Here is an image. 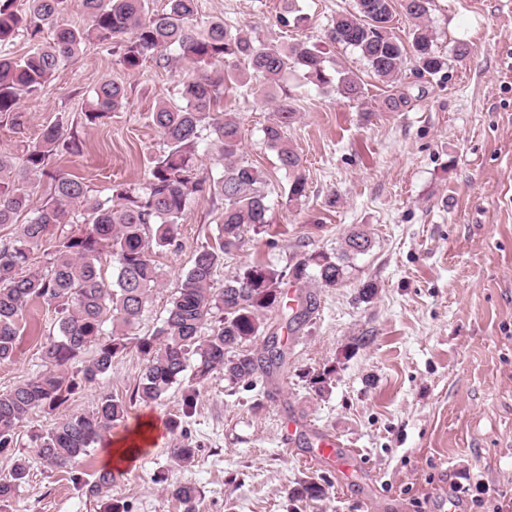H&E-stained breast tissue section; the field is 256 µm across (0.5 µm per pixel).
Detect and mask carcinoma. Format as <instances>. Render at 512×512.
<instances>
[{
    "mask_svg": "<svg viewBox=\"0 0 512 512\" xmlns=\"http://www.w3.org/2000/svg\"><path fill=\"white\" fill-rule=\"evenodd\" d=\"M430 0H355L354 10L332 19L326 31L331 43L358 50L371 72L393 87L385 99L391 111L411 103L405 86L399 84L406 63L413 71L435 75L445 59L434 49L431 36L420 25ZM89 24L76 27L65 16L71 0H28L24 12L16 0H0V120L16 129L27 123L21 111L24 100L38 94L51 80L62 61L95 41L107 50H118V64L128 72L140 68L149 54L169 61L163 51L175 46L181 59L201 66L196 74L180 80L178 100L159 106L150 121L163 141L161 154L141 193L121 184L111 187L102 200L92 193L84 178L49 174L52 159L61 152L82 150V141L66 136L57 124L46 128L40 139L14 153L0 150V225L15 224L18 232L0 243V361L15 356L29 307L37 303L55 313L56 335L42 345L43 369L0 393V452L14 447L15 435L36 409L54 410L76 390L91 385L112 369L126 350L127 336L136 328L153 291L163 282V272L152 259L156 248L177 242L178 224L187 201L209 193L224 200L222 224L214 243L198 250L180 281L161 325L150 337L138 339L144 367L131 398L146 404L160 403L175 384L186 383L185 399L192 401L197 387L221 374L232 381H250L259 372L270 373L286 363L285 344L267 336L260 356L247 344L261 334L264 318L274 311H289L286 331L293 333L308 321L318 305L317 292L299 289L297 307H288L286 276L301 284L313 278L320 288H334L350 277L353 260L366 254L371 239L360 230L350 231L335 256L315 253L304 257L285 273L264 263H255L231 276L224 288H213L224 255L238 247L251 226L268 223L264 172L239 157L240 125L230 113L218 115L215 106L227 86H247L244 63L250 76L274 83L289 69H302L306 79L318 86L335 85L345 98L363 95L359 78L345 71L330 74L322 52L303 41L281 46L256 42L243 36L235 25L210 21L198 25V0H168L165 10L150 7V0H79ZM415 21L409 42L393 32L396 7ZM31 45L29 52L14 58L10 46L17 37ZM128 104L124 84L107 80L97 86L83 122L104 124ZM297 112L288 95L278 99L276 120L264 129V138L276 152L279 168L291 182L288 199L305 196L302 158L286 139ZM210 130L219 147L224 171L218 178L195 176L196 148L201 132ZM51 175L50 194L34 208L33 189L41 176ZM24 212L28 219L20 223ZM83 215L86 224L77 231H64L72 215ZM56 240L41 270L30 268L33 249ZM115 259L112 277L101 271L102 255ZM111 330H105V325ZM208 334H203L204 328ZM93 356L84 359L88 349ZM195 365L189 366L190 359ZM191 377H186L187 369ZM336 369L325 368L309 383L321 393L332 383ZM127 415L125 400L101 397L91 410L35 432L31 441L47 472L74 470L89 449L103 443L112 428ZM196 448L188 437L170 449L173 462L188 464ZM28 476L26 462L17 460L10 477L0 479V504L11 501ZM112 486V472L103 471L88 487L98 497ZM184 506L195 512L199 490L191 482L166 488Z\"/></svg>",
    "mask_w": 512,
    "mask_h": 512,
    "instance_id": "obj_1",
    "label": "carcinoma"
}]
</instances>
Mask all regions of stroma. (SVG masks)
Returning <instances> with one entry per match:
<instances>
[{
  "label": "stroma",
  "mask_w": 512,
  "mask_h": 512,
  "mask_svg": "<svg viewBox=\"0 0 512 512\" xmlns=\"http://www.w3.org/2000/svg\"><path fill=\"white\" fill-rule=\"evenodd\" d=\"M200 19L232 22L254 40L305 41L332 68L355 73L362 97L350 100L309 83L300 71L277 83L250 81L224 92L219 108L237 117L240 156L261 169L268 222L226 254L215 287L247 266L292 267L311 253L336 254L350 228L363 229L371 250L345 282L318 291L319 305L287 341V363L273 376L234 383L222 375L199 386L193 405L173 385L158 404L131 401L143 368L136 343L94 384L53 411L37 410L0 453V478L16 458L29 476L0 512H103L109 500L128 512H184L157 483L189 481L199 489L196 512H436L443 497L458 512H512V0H432L425 20L447 65L435 75L403 72L412 102L386 109V83L359 52L326 41L336 13L354 0H297L299 26H281L280 0H199ZM467 44L466 58L455 56ZM159 66L147 56L129 73L116 55L89 43L64 61L40 94L25 100L23 130L0 123V149L36 141L60 123L84 140L82 154L55 158L52 172L85 177L97 195L110 185L142 189L163 142L149 114L178 98L177 48ZM126 85L128 104L107 123L84 126L82 114L102 81ZM294 98L297 119L286 136L303 159L306 195L288 201V178L265 139L275 119L274 95ZM224 205L204 193L181 219L178 246L155 249L164 272L136 329L151 334L166 315L196 250L213 242ZM377 293L359 298L363 282ZM37 332L24 333L16 355L0 362V391L42 365L41 346L54 323L31 311ZM368 342L350 355L347 343ZM335 366L328 392L307 375ZM103 395L130 402L128 426L153 420L163 435L140 464L114 477L106 497L86 496L85 482L105 470L103 446L92 448L76 473H48L30 434L90 410ZM197 451L176 466L170 450L181 434ZM295 421L292 449L281 443ZM126 425V426H127ZM335 435L357 454L345 478L335 464H310L316 432ZM322 485L319 498H294L303 482Z\"/></svg>",
  "instance_id": "35a3bbf8"
}]
</instances>
